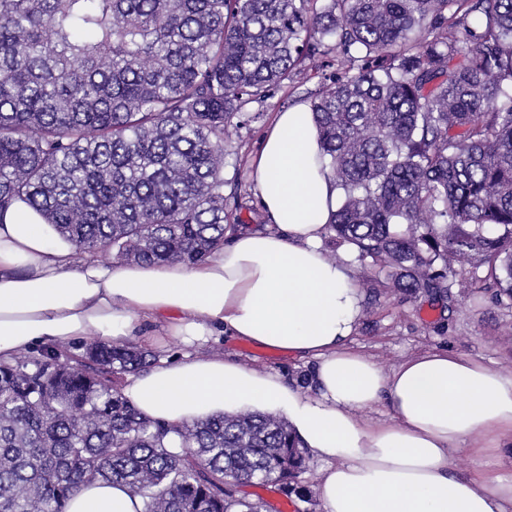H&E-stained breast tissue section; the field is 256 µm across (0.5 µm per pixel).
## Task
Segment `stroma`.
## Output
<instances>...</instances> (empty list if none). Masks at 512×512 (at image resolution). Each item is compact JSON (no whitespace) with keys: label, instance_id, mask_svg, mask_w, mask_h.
<instances>
[{"label":"stroma","instance_id":"stroma-1","mask_svg":"<svg viewBox=\"0 0 512 512\" xmlns=\"http://www.w3.org/2000/svg\"><path fill=\"white\" fill-rule=\"evenodd\" d=\"M320 83V75L310 71L288 86L273 89L257 106L259 118L248 122L240 137L227 144L224 177L238 184L235 202L247 227L261 223L259 196L249 178L251 157L259 151L275 114L310 105ZM337 252L346 258L363 302L374 305L372 315L361 316L352 346L383 370H392L420 351L448 349L496 370L512 372V308L495 304L488 294H474L468 273L449 275L457 301L445 310L424 295L410 298L385 289L371 292L374 271L370 264L356 261L349 246H339ZM208 351L249 369L278 372L301 387L310 373L308 363L288 353L226 336L211 342Z\"/></svg>","mask_w":512,"mask_h":512}]
</instances>
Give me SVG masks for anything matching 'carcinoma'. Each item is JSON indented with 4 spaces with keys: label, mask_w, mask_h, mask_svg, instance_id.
<instances>
[{
    "label": "carcinoma",
    "mask_w": 512,
    "mask_h": 512,
    "mask_svg": "<svg viewBox=\"0 0 512 512\" xmlns=\"http://www.w3.org/2000/svg\"><path fill=\"white\" fill-rule=\"evenodd\" d=\"M332 53L310 104L328 243L397 292L449 300L467 267L512 306V0H0V212L24 203L78 258L193 266L242 223L224 142ZM84 348L0 362V512H66L92 480L142 512H261L227 472L314 505L286 419L153 421L120 379L154 355Z\"/></svg>",
    "instance_id": "obj_1"
}]
</instances>
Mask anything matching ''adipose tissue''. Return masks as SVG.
<instances>
[{
  "instance_id": "adipose-tissue-1",
  "label": "adipose tissue",
  "mask_w": 512,
  "mask_h": 512,
  "mask_svg": "<svg viewBox=\"0 0 512 512\" xmlns=\"http://www.w3.org/2000/svg\"><path fill=\"white\" fill-rule=\"evenodd\" d=\"M269 224L238 230L202 262L111 266L88 257L23 204L0 217V361L38 344L87 336L123 343L158 325L189 347L132 376L123 396L172 426L242 407L283 416L324 464L323 512H512V479L491 458L512 443V373L468 356L425 351L392 371L349 348L362 299L345 263L323 249L340 191L320 161L307 112H280L251 163ZM313 359L309 390L216 355L215 328ZM389 400L387 421L363 412ZM473 472L454 470L466 440ZM67 512H142L126 486L96 481Z\"/></svg>"
}]
</instances>
